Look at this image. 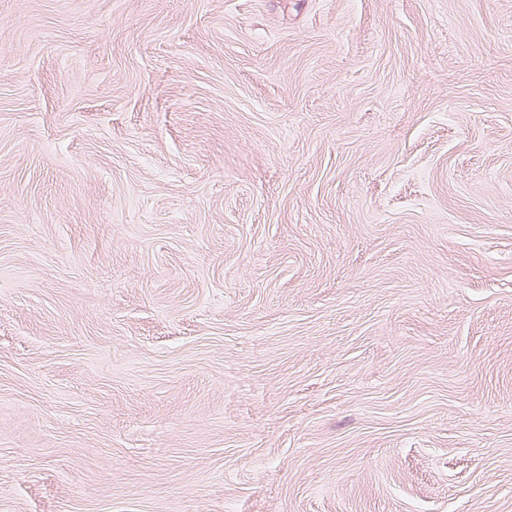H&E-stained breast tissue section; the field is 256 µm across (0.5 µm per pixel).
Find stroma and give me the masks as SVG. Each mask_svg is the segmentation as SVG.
I'll use <instances>...</instances> for the list:
<instances>
[{
	"instance_id": "stroma-1",
	"label": "stroma",
	"mask_w": 512,
	"mask_h": 512,
	"mask_svg": "<svg viewBox=\"0 0 512 512\" xmlns=\"http://www.w3.org/2000/svg\"><path fill=\"white\" fill-rule=\"evenodd\" d=\"M0 512H512V0H0Z\"/></svg>"
}]
</instances>
